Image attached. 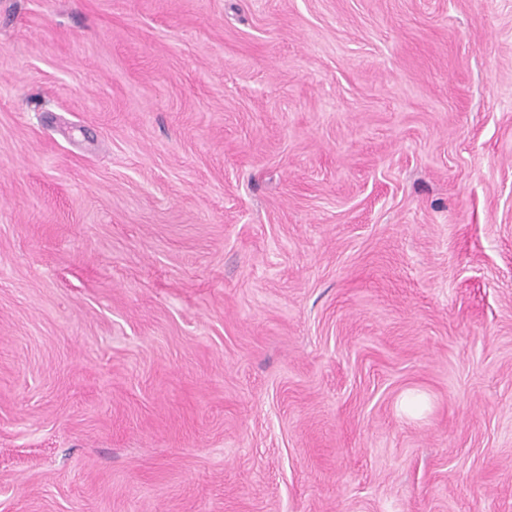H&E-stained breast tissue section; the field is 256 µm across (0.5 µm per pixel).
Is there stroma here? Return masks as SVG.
I'll use <instances>...</instances> for the list:
<instances>
[{"label":"stroma","mask_w":512,"mask_h":512,"mask_svg":"<svg viewBox=\"0 0 512 512\" xmlns=\"http://www.w3.org/2000/svg\"><path fill=\"white\" fill-rule=\"evenodd\" d=\"M0 512H512V0H0Z\"/></svg>","instance_id":"stroma-1"}]
</instances>
